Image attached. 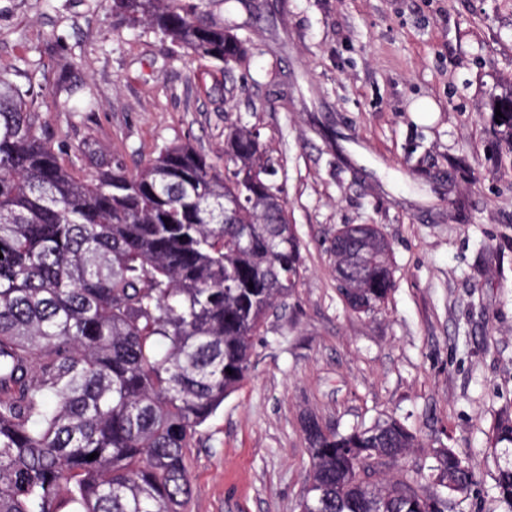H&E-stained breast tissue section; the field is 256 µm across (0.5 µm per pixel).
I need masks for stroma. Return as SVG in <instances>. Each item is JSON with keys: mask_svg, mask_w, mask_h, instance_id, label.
Listing matches in <instances>:
<instances>
[{"mask_svg": "<svg viewBox=\"0 0 512 512\" xmlns=\"http://www.w3.org/2000/svg\"><path fill=\"white\" fill-rule=\"evenodd\" d=\"M250 2L253 18L207 4L249 41L246 64L223 67L129 27L112 0H0V71L77 169L94 164L86 143L132 164L184 140L220 166L246 126L284 189L300 277L197 429L186 512H301L308 416L340 432L395 417L422 445L376 481L450 446L477 480L455 512H505L490 436L512 413V151L491 113L512 90V0ZM346 224L391 247L395 286L365 314L337 287Z\"/></svg>", "mask_w": 512, "mask_h": 512, "instance_id": "stroma-1", "label": "stroma"}]
</instances>
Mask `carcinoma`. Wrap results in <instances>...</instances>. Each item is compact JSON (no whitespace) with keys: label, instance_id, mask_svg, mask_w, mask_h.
<instances>
[{"label":"carcinoma","instance_id":"carcinoma-1","mask_svg":"<svg viewBox=\"0 0 512 512\" xmlns=\"http://www.w3.org/2000/svg\"><path fill=\"white\" fill-rule=\"evenodd\" d=\"M205 0H112L130 27L222 65L246 41ZM512 145V92L494 99ZM224 167L191 143L128 169L112 153L89 174L64 163L32 102L0 73V512H183L186 449L247 378L269 312L300 276L282 187L260 134L231 129ZM235 212L224 220V210ZM362 272L337 279L355 312L394 288L382 233L343 227ZM232 374H227L226 369ZM301 512H453L476 484L454 448L433 450L447 496L420 471L359 477L377 454L422 447L396 418L340 433L315 422ZM495 492L512 509V415L492 428ZM98 453L93 460L87 456Z\"/></svg>","mask_w":512,"mask_h":512}]
</instances>
